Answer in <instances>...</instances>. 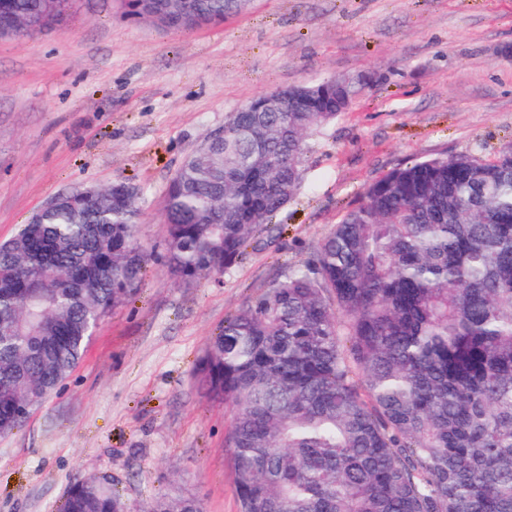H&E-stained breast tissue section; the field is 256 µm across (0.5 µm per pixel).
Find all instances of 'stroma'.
Wrapping results in <instances>:
<instances>
[{
  "mask_svg": "<svg viewBox=\"0 0 512 512\" xmlns=\"http://www.w3.org/2000/svg\"><path fill=\"white\" fill-rule=\"evenodd\" d=\"M337 75L365 90L309 138L287 207L220 281L173 279L162 207L185 157L252 98ZM509 148L512 0H251L188 31L78 0L62 25L0 40V243L59 194L123 181L150 255L62 392L0 436V512H59L76 478L100 473L128 512L173 484L205 512H239L229 416L193 376L211 337L311 259L378 178Z\"/></svg>",
  "mask_w": 512,
  "mask_h": 512,
  "instance_id": "obj_1",
  "label": "stroma"
}]
</instances>
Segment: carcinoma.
I'll return each mask as SVG.
<instances>
[{
    "instance_id": "obj_1",
    "label": "carcinoma",
    "mask_w": 512,
    "mask_h": 512,
    "mask_svg": "<svg viewBox=\"0 0 512 512\" xmlns=\"http://www.w3.org/2000/svg\"><path fill=\"white\" fill-rule=\"evenodd\" d=\"M15 21L43 0H3ZM212 22L247 4L196 0ZM352 103L308 85L296 111L233 112L164 199L183 283L229 271L294 197L307 139ZM137 201L109 187L42 209L0 244V436L133 296L148 255ZM195 378L231 409L240 512H512V151L411 160L374 181L316 258L249 298ZM60 512H126L112 477ZM141 512H202L173 487Z\"/></svg>"
}]
</instances>
